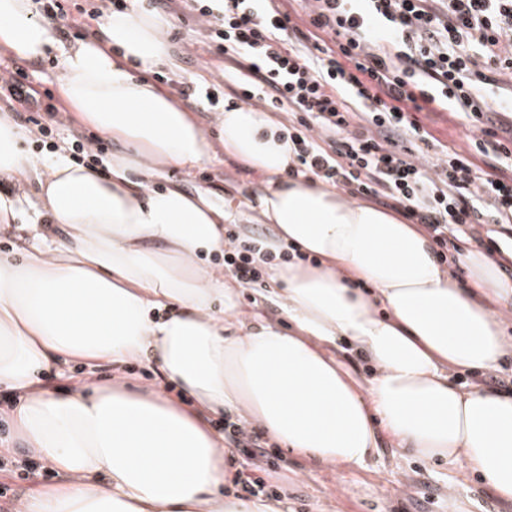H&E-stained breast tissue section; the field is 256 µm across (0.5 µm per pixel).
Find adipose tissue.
I'll return each instance as SVG.
<instances>
[{
  "label": "adipose tissue",
  "mask_w": 512,
  "mask_h": 512,
  "mask_svg": "<svg viewBox=\"0 0 512 512\" xmlns=\"http://www.w3.org/2000/svg\"><path fill=\"white\" fill-rule=\"evenodd\" d=\"M36 12L34 0H0V46L25 60L57 53L76 119L125 150L104 173L63 148L33 157L0 113V228L32 208L33 184L35 214L51 223L23 258L0 252V388L12 395L0 412L61 477L19 512H285L281 501L223 494L224 438L210 422L227 413L336 470L363 463L381 429L407 452L480 474L512 504V394L468 390L448 373L496 367L512 282L470 252V279L457 284L429 238L395 213L289 176L292 144L260 109L217 114L215 151L149 77L176 60L169 19L140 0L67 49ZM221 155L264 185L256 209L272 233L254 242L256 261L293 255L268 268L287 326L248 323L239 284L209 264L227 246L225 211L151 187ZM341 342L372 363L370 379L328 355ZM144 356L175 395L118 375L63 389L38 378L62 361L118 371Z\"/></svg>",
  "instance_id": "adipose-tissue-1"
}]
</instances>
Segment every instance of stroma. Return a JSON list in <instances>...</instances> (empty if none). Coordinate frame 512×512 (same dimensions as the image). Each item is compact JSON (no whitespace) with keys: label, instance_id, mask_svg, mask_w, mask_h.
Returning a JSON list of instances; mask_svg holds the SVG:
<instances>
[{"label":"stroma","instance_id":"obj_1","mask_svg":"<svg viewBox=\"0 0 512 512\" xmlns=\"http://www.w3.org/2000/svg\"><path fill=\"white\" fill-rule=\"evenodd\" d=\"M151 10L171 21L181 78H174L166 67L156 69V83L176 97L180 107L195 118L207 137L217 139L219 130L213 114L204 104L180 97L182 83L203 80L218 93L229 92L237 71L234 61L210 54L207 33L196 13L182 0H143ZM430 134L444 144L468 151L470 134L466 118L448 112H422L418 115ZM50 126L48 143L72 147L80 137L92 136L91 128L72 120L50 119L47 112H31L23 127L28 135L23 147L36 154L35 139L40 127ZM179 186L188 194H203L216 207L224 209L228 223L238 225L242 238L258 239L270 235L269 225L260 223L257 210L248 206L259 193L252 171L233 159L206 164L192 171L175 169L156 179L153 187L162 191ZM23 455L0 460V486H8L15 499H22L39 485L59 482L60 477L43 465L22 473ZM276 467L268 482L278 493L286 494L288 512H448L447 486H455L461 512H512V504L498 500L480 475L459 464L444 460L426 461L397 448L386 433H378L377 448L364 463L338 472L313 461L278 450Z\"/></svg>","mask_w":512,"mask_h":512}]
</instances>
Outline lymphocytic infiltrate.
<instances>
[{"label":"lymphocytic infiltrate","instance_id":"lymphocytic-infiltrate-1","mask_svg":"<svg viewBox=\"0 0 512 512\" xmlns=\"http://www.w3.org/2000/svg\"><path fill=\"white\" fill-rule=\"evenodd\" d=\"M213 54L243 63L234 97L291 114L297 163L352 197L385 199L439 260L484 228L486 256L512 273V0H303L308 29L280 0H195ZM467 116L472 155L435 143L421 112ZM224 266L267 287L236 225Z\"/></svg>","mask_w":512,"mask_h":512}]
</instances>
